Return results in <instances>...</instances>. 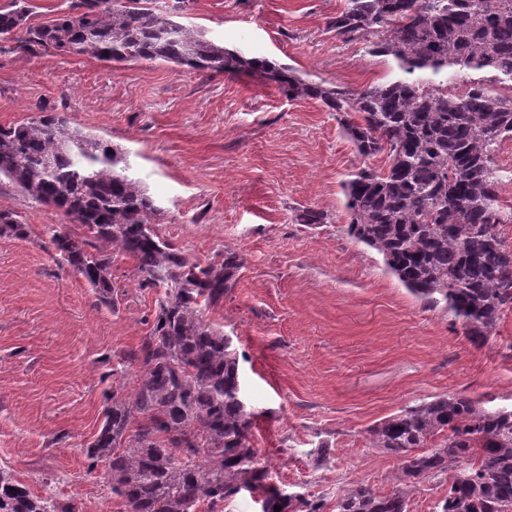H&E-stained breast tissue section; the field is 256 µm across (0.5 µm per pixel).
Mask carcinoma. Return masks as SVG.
Masks as SVG:
<instances>
[{
  "instance_id": "cac0c4a2",
  "label": "carcinoma",
  "mask_w": 512,
  "mask_h": 512,
  "mask_svg": "<svg viewBox=\"0 0 512 512\" xmlns=\"http://www.w3.org/2000/svg\"><path fill=\"white\" fill-rule=\"evenodd\" d=\"M151 2L69 0L66 12L34 24L27 0H8L0 36L31 54L255 71L290 100L358 114L342 124L362 158L341 184L345 233L380 255L411 294L462 321L471 342L486 343L500 313L512 309V246L500 233L512 210L500 206L494 165L500 141L512 138V100L491 88L512 83V0H346L328 28L343 41L364 39L368 54L392 58L403 73L357 93L206 38L178 21L186 0L164 14ZM450 68L485 77L460 95L422 78ZM380 153L385 169L370 165ZM1 176L68 219L45 227L54 259L100 302L115 306L116 252L135 260L140 287L162 290L149 334L112 355L102 427L84 451L88 471L107 464L112 494L129 512H198L201 505L224 512L246 489L262 497L263 512L276 505L322 512V500L270 482L252 444L237 349L207 319L235 287L242 255L218 251L201 262L161 236L162 211L126 156L59 112L0 127ZM1 233L22 239L27 227L0 211ZM368 434L369 447L397 458L396 486L387 494L344 487L337 512H409L419 480L440 476L448 477V495L436 512H512V409H488L459 393L427 397ZM0 512L80 510L33 494L0 467Z\"/></svg>"
}]
</instances>
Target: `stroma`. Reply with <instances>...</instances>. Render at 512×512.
I'll use <instances>...</instances> for the list:
<instances>
[{
	"label": "stroma",
	"instance_id": "35a3bbf8",
	"mask_svg": "<svg viewBox=\"0 0 512 512\" xmlns=\"http://www.w3.org/2000/svg\"><path fill=\"white\" fill-rule=\"evenodd\" d=\"M345 0H191L184 22L248 57L290 65L356 92L398 77L395 63L343 42L328 20ZM57 110L124 151L162 209L160 233L206 260H246L232 292L208 314L239 355L252 438L273 483L322 498L356 483L390 492L395 457L370 447L369 428L430 396L459 393L512 407V309L484 345L444 308H428L343 231L341 183L361 163L335 113L288 100L258 77L165 62L0 51V126ZM325 223H299L302 210ZM28 224L0 235V466L39 496L83 512H128L105 466L82 447L103 416L105 356L147 336L157 290L135 262L112 258L116 308L59 267L46 225L60 212L0 180V211ZM334 442L329 461L312 451Z\"/></svg>",
	"mask_w": 512,
	"mask_h": 512
}]
</instances>
